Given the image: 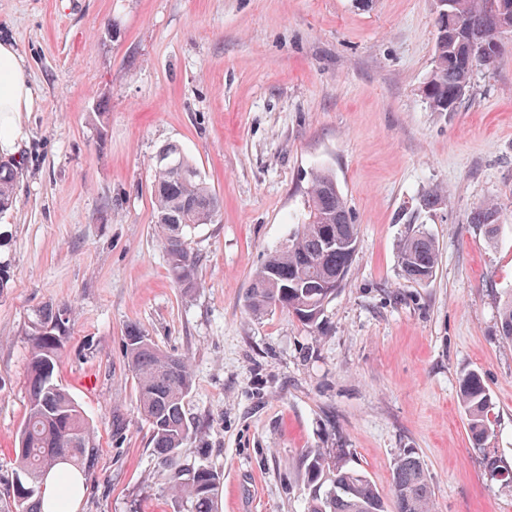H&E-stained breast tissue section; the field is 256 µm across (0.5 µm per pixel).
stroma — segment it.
<instances>
[{
  "mask_svg": "<svg viewBox=\"0 0 512 512\" xmlns=\"http://www.w3.org/2000/svg\"><path fill=\"white\" fill-rule=\"evenodd\" d=\"M435 17V0H0V39L39 91L13 153L17 203L0 214V506L31 340L42 312L65 306L56 380L98 444L81 512H186L137 410L132 328L190 366L198 435L180 461L221 474L218 512H304L308 448L349 449L385 494L414 448L435 512H512L458 397L478 372L490 445L512 466V343L498 332L512 290V32L456 110L434 112L421 89ZM169 144L224 203L191 233V290L171 280L154 230L155 157ZM323 169L358 237L314 331L282 309L253 314L246 297ZM436 185L440 205L418 209ZM486 201L500 207L492 242L468 221ZM418 225L439 248L425 284L397 259Z\"/></svg>",
  "mask_w": 512,
  "mask_h": 512,
  "instance_id": "1",
  "label": "stroma"
}]
</instances>
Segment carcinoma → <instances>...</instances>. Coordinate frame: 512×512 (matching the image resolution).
<instances>
[{"instance_id":"1","label":"carcinoma","mask_w":512,"mask_h":512,"mask_svg":"<svg viewBox=\"0 0 512 512\" xmlns=\"http://www.w3.org/2000/svg\"><path fill=\"white\" fill-rule=\"evenodd\" d=\"M450 25L437 37L432 69L422 94L433 112H452L474 72L489 70L500 48L477 45L491 29L496 0H447ZM168 154L176 168L155 166V231L166 252L168 270L182 288L198 287L199 257L191 248L192 229L210 224L220 210V201L201 174L183 176L194 165L179 146L169 144ZM21 163L0 158V214L16 203L15 186ZM307 218L285 245L271 251L251 277L248 308L260 314L280 307L303 325H318L325 305L336 295L353 255L350 242L357 241L346 202L335 176L320 170L312 175L307 191ZM499 208L485 203L472 212L470 223L484 228L489 240L500 229ZM337 241L326 247L327 238ZM439 250L434 238L416 229L398 248V263L404 276L421 284L436 272ZM68 310L47 311L42 330L34 337L28 366V409L18 436L9 512H38L42 480L50 470L77 468L89 477L95 461V435L81 407L54 381L60 364V333ZM500 335L512 342V292L499 308ZM125 355L137 382L139 413L148 424L151 444L169 468L173 497L191 503V512H216L221 475L209 468L186 469L179 463L180 450L197 434L184 411L192 391V373L187 362L174 358L140 331L128 332ZM459 399L468 421L473 447L482 454L484 470L505 488H512V467L489 447L493 436L491 395L481 376L470 371L460 379ZM346 448H308L302 456L307 490L305 512H388L384 497L368 475L349 465ZM394 512H432L433 489L424 462L413 448L403 450L392 471Z\"/></svg>"}]
</instances>
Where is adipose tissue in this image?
Instances as JSON below:
<instances>
[{"label":"adipose tissue","mask_w":512,"mask_h":512,"mask_svg":"<svg viewBox=\"0 0 512 512\" xmlns=\"http://www.w3.org/2000/svg\"><path fill=\"white\" fill-rule=\"evenodd\" d=\"M38 99L15 46L0 41V156L13 154L23 134V113L33 111Z\"/></svg>","instance_id":"1"}]
</instances>
